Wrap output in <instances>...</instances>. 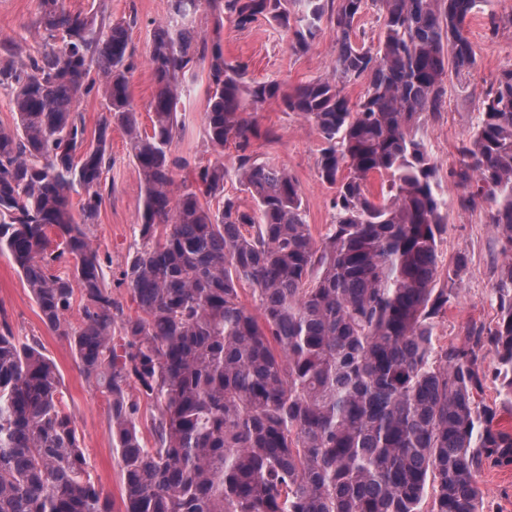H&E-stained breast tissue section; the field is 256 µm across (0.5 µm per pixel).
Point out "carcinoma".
I'll return each instance as SVG.
<instances>
[{
  "instance_id": "1",
  "label": "carcinoma",
  "mask_w": 512,
  "mask_h": 512,
  "mask_svg": "<svg viewBox=\"0 0 512 512\" xmlns=\"http://www.w3.org/2000/svg\"><path fill=\"white\" fill-rule=\"evenodd\" d=\"M373 2L382 28L368 47L357 35L368 0H169L151 30L148 128L129 93L137 15L36 0V52L0 39V88L14 112L0 127V254L106 398L124 512H486L478 474L488 462L512 466V432L494 428L484 399L490 376L512 406V67L453 171L467 189L462 205L490 204L503 256L497 322L444 346L436 319L454 294L436 276L448 197L419 122L444 111L448 73L463 80L475 67L466 23L482 0ZM203 7L211 37L196 26ZM226 19L273 24L297 55L331 26L332 75L288 89L247 81L246 67L224 57ZM200 62L204 132L217 153L205 165L176 152L186 76ZM350 86L362 87L354 102ZM99 89L106 113L88 148L78 102ZM270 100L322 140L317 168L334 190V221L318 240L296 180L255 156L254 141L272 133L250 113ZM114 125L140 179L121 273L134 316L107 287L90 236ZM230 179L250 203L224 195ZM65 408L41 340L0 314V512H114Z\"/></svg>"
}]
</instances>
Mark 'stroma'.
Masks as SVG:
<instances>
[{
    "label": "stroma",
    "mask_w": 512,
    "mask_h": 512,
    "mask_svg": "<svg viewBox=\"0 0 512 512\" xmlns=\"http://www.w3.org/2000/svg\"><path fill=\"white\" fill-rule=\"evenodd\" d=\"M65 3L74 11L93 8L115 19L137 13L139 22L130 31V41L138 65L130 78L129 91L141 122H148L147 108L154 92L153 77L147 64L151 28L153 23L166 19L168 0H65ZM35 9V0H0V37H25V50L35 51L36 43L26 36ZM491 14L499 20V27L494 32L487 28V17ZM468 29L476 51L475 68L461 81L448 76L445 111L437 115L428 113L422 118L428 148L437 162L439 179L448 195V228L439 245L436 285L453 289L455 299L436 320L435 334L443 344L462 343L465 325L490 327L497 320L493 289L501 256L488 222V208L482 205L471 209L460 205L461 190L452 178V170L457 164L456 148L476 124L487 92L495 85L502 70L512 66V0H483L479 12L470 19ZM221 37L225 57L245 63L248 79H276L288 87L329 76L336 56V33L330 27L324 28L311 50L304 55L294 54L286 34L265 21L245 28L225 22ZM186 80L191 95L185 101L186 131L177 151L205 164L214 157L203 137L205 65H198ZM252 119L260 129L272 130L276 135L271 142L255 141L253 149L257 157L285 168L298 182L313 236L325 233L332 222L331 193L318 173L317 159L322 141L317 131L300 116L283 111L276 102L265 103L253 113ZM110 151L112 192L106 197L92 228V239L108 273L114 298L123 305L125 313L131 314L136 305L131 302L120 279L133 242L139 176L121 128L111 131ZM461 254L467 259L466 267L458 278H451L455 260ZM0 311L4 312L16 334L40 337L47 355L59 366L70 412L93 466V475L114 503H121V466L112 446L107 401L81 375L67 338L43 325L13 262L1 255ZM478 481L488 512H512V466L485 468Z\"/></svg>",
    "instance_id": "obj_1"
}]
</instances>
